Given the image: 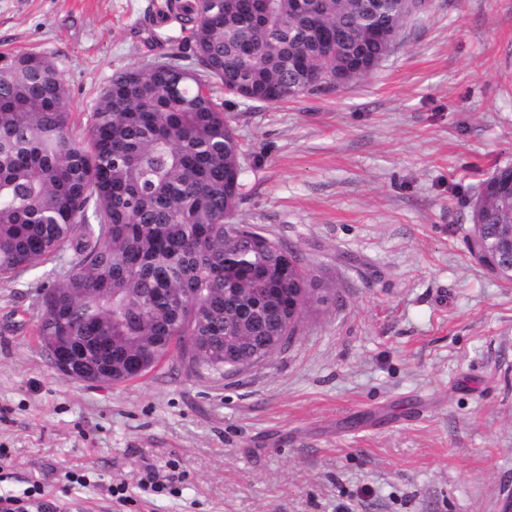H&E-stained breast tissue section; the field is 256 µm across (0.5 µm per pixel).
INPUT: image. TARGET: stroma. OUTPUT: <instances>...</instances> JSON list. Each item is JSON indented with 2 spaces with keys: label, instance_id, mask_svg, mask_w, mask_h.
Instances as JSON below:
<instances>
[{
  "label": "stroma",
  "instance_id": "1",
  "mask_svg": "<svg viewBox=\"0 0 512 512\" xmlns=\"http://www.w3.org/2000/svg\"><path fill=\"white\" fill-rule=\"evenodd\" d=\"M155 0H0V52L57 64L76 131L117 70L199 69ZM236 221L320 280L288 346L219 379L170 357L99 386L33 340L72 252L0 281V497L57 512H503L512 497V282L469 245L512 165V0H430L364 81L275 104L224 96ZM156 465L176 495L138 487ZM84 469L85 485L63 474ZM128 486L130 502L106 488Z\"/></svg>",
  "mask_w": 512,
  "mask_h": 512
}]
</instances>
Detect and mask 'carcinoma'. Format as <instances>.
<instances>
[{
  "label": "carcinoma",
  "mask_w": 512,
  "mask_h": 512,
  "mask_svg": "<svg viewBox=\"0 0 512 512\" xmlns=\"http://www.w3.org/2000/svg\"><path fill=\"white\" fill-rule=\"evenodd\" d=\"M399 0H165L191 26L204 73L167 63L118 70L81 135L57 66L37 52L0 68V279L69 250L70 269L41 295L45 350L82 346L77 379L141 377L173 354L222 378L279 323L288 283L317 279L285 246L251 250L234 222L242 148L214 83L274 104L358 83L413 12ZM509 189L484 181L472 220L512 222ZM240 342L224 350V323Z\"/></svg>",
  "instance_id": "cac0c4a2"
}]
</instances>
